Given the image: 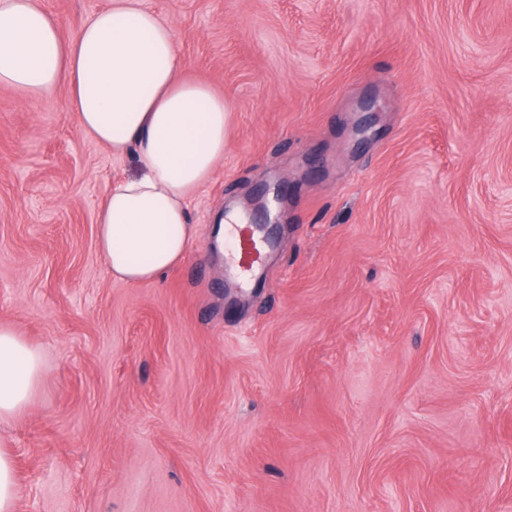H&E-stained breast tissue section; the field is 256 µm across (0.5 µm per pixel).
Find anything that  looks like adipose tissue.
Masks as SVG:
<instances>
[{
	"label": "adipose tissue",
	"instance_id": "ef3b65f1",
	"mask_svg": "<svg viewBox=\"0 0 512 512\" xmlns=\"http://www.w3.org/2000/svg\"><path fill=\"white\" fill-rule=\"evenodd\" d=\"M174 29L144 0H112L76 37L40 0H0V86L34 98L65 91L81 129L137 172L108 185L97 247L113 278L157 281L185 257L195 231L188 205L224 156L230 106L183 75ZM41 350L0 324V428L37 395Z\"/></svg>",
	"mask_w": 512,
	"mask_h": 512
}]
</instances>
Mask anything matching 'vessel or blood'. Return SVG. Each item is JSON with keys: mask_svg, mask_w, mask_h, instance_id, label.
I'll use <instances>...</instances> for the list:
<instances>
[{"mask_svg": "<svg viewBox=\"0 0 512 512\" xmlns=\"http://www.w3.org/2000/svg\"><path fill=\"white\" fill-rule=\"evenodd\" d=\"M249 222V217L243 215L224 227V247L228 254L226 275L242 288L248 286L259 271L267 247L260 235L251 233Z\"/></svg>", "mask_w": 512, "mask_h": 512, "instance_id": "b4317fda", "label": "vessel or blood"}]
</instances>
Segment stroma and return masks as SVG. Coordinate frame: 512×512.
Here are the masks:
<instances>
[{"label": "stroma", "mask_w": 512, "mask_h": 512, "mask_svg": "<svg viewBox=\"0 0 512 512\" xmlns=\"http://www.w3.org/2000/svg\"><path fill=\"white\" fill-rule=\"evenodd\" d=\"M75 35L110 0H41ZM231 109L182 263L108 273L135 173L0 86V323L40 348L18 512H512V0H146ZM281 182L252 287L213 228Z\"/></svg>", "instance_id": "obj_1"}]
</instances>
